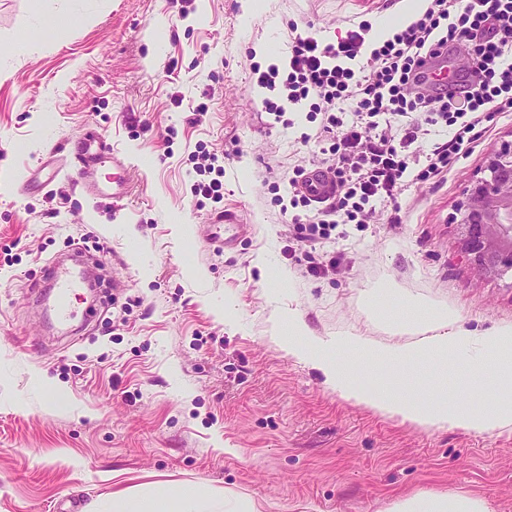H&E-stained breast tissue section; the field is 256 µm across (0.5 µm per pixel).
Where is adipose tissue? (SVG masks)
<instances>
[{"instance_id":"obj_1","label":"adipose tissue","mask_w":512,"mask_h":512,"mask_svg":"<svg viewBox=\"0 0 512 512\" xmlns=\"http://www.w3.org/2000/svg\"><path fill=\"white\" fill-rule=\"evenodd\" d=\"M413 319L389 324L397 336L392 345L357 341V351L371 355L383 380L372 389L358 383L357 368L348 363L346 343L327 341L309 335L302 319L289 316L276 322L277 335L289 355L320 370L328 385L342 397L380 413L397 417L418 427L430 429L453 425L468 430H512V324L505 323L488 331L483 338L481 360L492 362L497 376L492 388V405L475 409L455 402L447 392L424 398L404 391L401 386L404 365L415 360L434 364L437 371L447 370L458 356V346L466 334L456 310L426 299L412 303ZM198 488L185 486L173 491H159L150 496L113 494L109 512H202ZM390 512H487L484 503L461 493L413 496L394 502Z\"/></svg>"}]
</instances>
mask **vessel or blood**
<instances>
[{
	"instance_id": "vessel-or-blood-1",
	"label": "vessel or blood",
	"mask_w": 512,
	"mask_h": 512,
	"mask_svg": "<svg viewBox=\"0 0 512 512\" xmlns=\"http://www.w3.org/2000/svg\"><path fill=\"white\" fill-rule=\"evenodd\" d=\"M463 65L458 61L438 59L428 63L424 71L430 81L442 89H454L459 84ZM127 159L111 149L107 141L98 135H84L75 145L69 162L70 175L80 184L95 182L101 197L115 201L124 199L130 192L125 173ZM302 191L315 202H322L336 191L335 179L325 170H308L301 185ZM248 231L244 224H219L212 236L213 242L232 249ZM50 279L57 293L53 310L60 325H67L74 316L73 299L79 298L86 281V273L76 265L63 260L54 261L50 267Z\"/></svg>"
}]
</instances>
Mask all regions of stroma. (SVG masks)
Listing matches in <instances>:
<instances>
[{"label":"stroma","mask_w":512,"mask_h":512,"mask_svg":"<svg viewBox=\"0 0 512 512\" xmlns=\"http://www.w3.org/2000/svg\"><path fill=\"white\" fill-rule=\"evenodd\" d=\"M404 0H0V512H108L113 493L195 484L234 512H387L415 495L460 492L512 512V431H424L341 398L272 338L300 315L314 336L395 338L411 299L457 310L465 328L512 323V272L477 276L458 207L487 156L512 141V112L459 153L447 175L402 188L366 224L338 225L321 252L336 274L287 256L288 217L260 175L319 151L307 109L269 127L250 65L288 54L289 24L344 37ZM70 15L62 27L51 18ZM101 135L135 183L119 202L59 175L48 155ZM224 154V198L197 207L199 147ZM249 225L231 250L216 216ZM81 249L112 286L75 331L51 332L40 291L52 260ZM398 292L366 314L364 293ZM467 344L446 377L484 407L491 363Z\"/></svg>","instance_id":"stroma-1"}]
</instances>
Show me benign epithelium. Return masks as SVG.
I'll return each mask as SVG.
<instances>
[{"label":"benign epithelium","instance_id":"1","mask_svg":"<svg viewBox=\"0 0 512 512\" xmlns=\"http://www.w3.org/2000/svg\"><path fill=\"white\" fill-rule=\"evenodd\" d=\"M459 215L461 248L476 272L512 271V142L490 154Z\"/></svg>","mask_w":512,"mask_h":512}]
</instances>
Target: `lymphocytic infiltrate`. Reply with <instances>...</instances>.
<instances>
[{"label":"lymphocytic infiltrate","instance_id":"1","mask_svg":"<svg viewBox=\"0 0 512 512\" xmlns=\"http://www.w3.org/2000/svg\"><path fill=\"white\" fill-rule=\"evenodd\" d=\"M368 32L362 23L326 43L294 31L284 67L250 66L257 86L283 82L287 105L305 103L320 115L316 135L330 142L288 179L291 207L314 209L307 219H292L301 259L314 276L336 269L335 259H318L315 251L338 225L366 223L371 203L395 201L406 174L420 183L443 176L497 113L512 112V0H427L421 13L382 43L369 44ZM444 52L468 60L464 89L456 96L426 85L421 72L425 58ZM438 126L455 127L453 138L426 154L413 151ZM310 166L336 178L335 195L318 207L299 189ZM196 173V200H223L218 154H202Z\"/></svg>","mask_w":512,"mask_h":512}]
</instances>
